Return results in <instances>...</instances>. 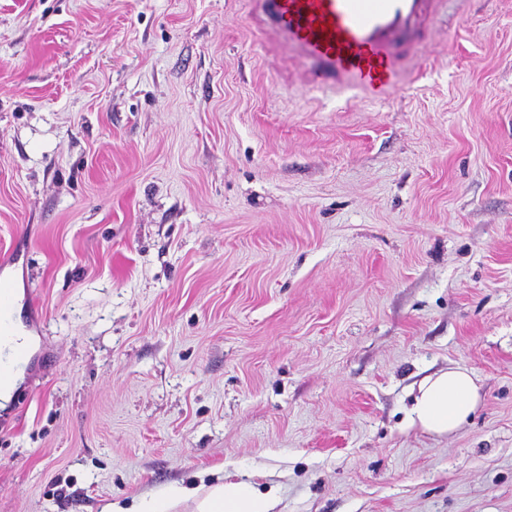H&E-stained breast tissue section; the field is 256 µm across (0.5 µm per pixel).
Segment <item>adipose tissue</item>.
<instances>
[{"instance_id":"obj_1","label":"adipose tissue","mask_w":512,"mask_h":512,"mask_svg":"<svg viewBox=\"0 0 512 512\" xmlns=\"http://www.w3.org/2000/svg\"><path fill=\"white\" fill-rule=\"evenodd\" d=\"M481 400L476 376L461 367L426 378L408 410L410 426L443 438L455 434L475 413ZM193 500L197 512H274L275 498L249 481L217 479L210 485L175 483L123 505L103 504L101 512H171L179 501Z\"/></svg>"}]
</instances>
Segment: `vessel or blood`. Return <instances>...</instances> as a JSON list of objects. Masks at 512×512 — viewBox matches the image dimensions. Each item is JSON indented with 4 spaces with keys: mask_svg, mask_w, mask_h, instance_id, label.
Returning a JSON list of instances; mask_svg holds the SVG:
<instances>
[{
    "mask_svg": "<svg viewBox=\"0 0 512 512\" xmlns=\"http://www.w3.org/2000/svg\"><path fill=\"white\" fill-rule=\"evenodd\" d=\"M267 39L331 88L380 98L411 65L449 0H255Z\"/></svg>",
    "mask_w": 512,
    "mask_h": 512,
    "instance_id": "vessel-or-blood-1",
    "label": "vessel or blood"
}]
</instances>
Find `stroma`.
Returning <instances> with one entry per match:
<instances>
[{
  "label": "stroma",
  "instance_id": "1",
  "mask_svg": "<svg viewBox=\"0 0 512 512\" xmlns=\"http://www.w3.org/2000/svg\"><path fill=\"white\" fill-rule=\"evenodd\" d=\"M251 0H0V512L216 471L276 512H512V0L320 90ZM464 367L447 438L412 393ZM477 381L472 372L461 367L426 378L408 410L410 426L438 438L455 434L479 406Z\"/></svg>",
  "mask_w": 512,
  "mask_h": 512
}]
</instances>
